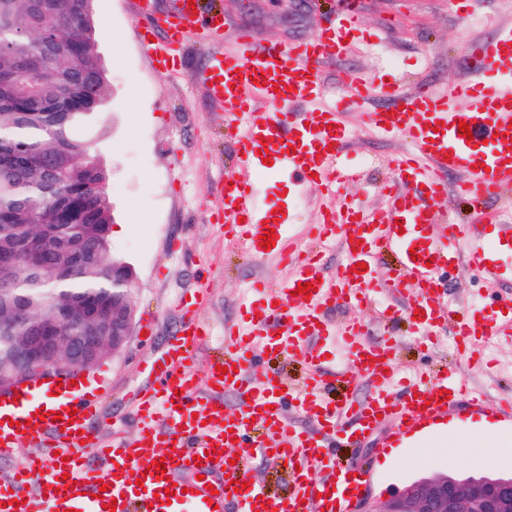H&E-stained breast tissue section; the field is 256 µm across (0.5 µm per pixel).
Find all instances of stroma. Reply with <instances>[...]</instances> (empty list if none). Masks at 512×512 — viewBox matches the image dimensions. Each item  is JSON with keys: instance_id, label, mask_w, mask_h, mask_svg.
I'll use <instances>...</instances> for the list:
<instances>
[{"instance_id": "35a3bbf8", "label": "stroma", "mask_w": 512, "mask_h": 512, "mask_svg": "<svg viewBox=\"0 0 512 512\" xmlns=\"http://www.w3.org/2000/svg\"><path fill=\"white\" fill-rule=\"evenodd\" d=\"M220 2L226 32L247 26L270 41L316 36L340 5V0ZM358 2L359 23L376 34L377 40L353 44L342 57L326 64L325 89L331 94L340 77L354 70L386 78L405 77L411 91L422 85L447 86L466 75L470 41L492 37L501 28L512 26V0H478L476 14L470 18L458 16L452 0ZM136 10L137 0H94L95 15L102 25L98 51L111 92L103 114L88 130L92 152L109 175L115 217L112 245L134 265L138 276L132 292L135 330L121 353L99 362L89 375L106 388L100 405L103 419L115 422L131 443L137 439V426L129 396L144 382V364L175 333L181 321V297L200 286L207 291L204 301L194 308L213 334L194 355V368L202 373L210 360L224 351L220 342L224 325L238 319L245 284L255 277L282 284L289 276L276 259L242 254L240 247L209 221L210 212L222 205L220 189L231 159L224 109L210 99L198 78L207 62L205 33L201 27H193L189 34L192 46L182 70L160 71L138 50ZM346 125L352 134L349 156L354 163L371 155L387 160L404 147L400 140L378 137L368 126L365 113H348ZM458 180V175H449L447 194L430 203L436 219L430 228L433 237H445L448 224L460 220L480 224L485 219L484 211L472 210L458 199L454 190ZM262 193L269 208L281 211L292 234L306 241L315 216L313 191L277 176L263 183ZM447 279L446 302L455 317L512 292V283H484L463 258ZM393 304V299L379 295L370 306L341 308L331 317L339 324L354 316L362 319L368 342L393 339L403 377L434 382L451 368L484 396L488 410H495L502 399H512V344L489 343L490 363L470 362L455 348L448 328H441L426 344L411 336L407 321L387 323L385 310ZM311 350L321 353L323 368L336 376L331 399L362 397L370 392L368 378L331 342L312 340L293 355L275 360L258 352L259 367L297 386L309 373L306 354ZM352 426V418H345L329 444L339 465L371 476L368 493L375 499L387 498L407 482L435 473H451L461 479L496 470L512 473L508 465L489 466L491 451L487 448L468 449L462 457L448 447L426 448L414 459L401 451L386 457L379 449L397 430V423L379 421L369 437L344 444V433Z\"/></svg>"}]
</instances>
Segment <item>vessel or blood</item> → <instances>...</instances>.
<instances>
[{
    "instance_id": "vessel-or-blood-1",
    "label": "vessel or blood",
    "mask_w": 512,
    "mask_h": 512,
    "mask_svg": "<svg viewBox=\"0 0 512 512\" xmlns=\"http://www.w3.org/2000/svg\"><path fill=\"white\" fill-rule=\"evenodd\" d=\"M137 6L139 45L155 69L182 65L186 22L200 19L207 30L211 49L202 80L224 109L233 144L223 206L210 220L247 255H269L288 264L290 276L280 287L260 278L249 282L240 318L224 327V356L202 375L192 366L193 351L208 337L193 312L199 296L183 301L178 334L144 366L154 387L133 394L140 422L135 443L116 434L109 445H100L88 429L99 396L86 382L39 381L0 392V454L11 455L28 440H46L43 453L18 466L10 482L0 483V512H106L110 503L115 512H214L229 504L235 512H356L369 480L365 473L352 475L337 467L325 446L342 410L324 397L330 379L321 370L320 355L310 354L312 372L303 388L280 392L274 375L257 371L252 351L259 344L284 354L306 339L340 335L354 368L373 384L366 399L346 408L356 415L347 434L351 442L369 436L382 418L399 419L413 432L438 423L462 400L471 413L483 412L481 396L457 375L391 391L393 345L366 344L360 323L353 320L339 329L326 312L369 303L384 290L407 300L406 315L420 335H428L448 319L438 277L455 263L449 242L461 236L467 240L469 266L486 283L512 277V267L496 257L501 249L512 250V222L501 221L500 211L487 213L482 224L448 225L444 241L420 231L434 221L430 202L446 193V173L463 172L459 193L476 205L512 188V80L498 76L500 66L512 61V27L493 39L468 43L467 75L448 90L425 88L409 95L399 84L352 72L329 102L322 80L326 63L345 52L346 41L366 36L355 9L337 14L308 41L272 42L240 27L227 47L221 9L195 11L188 0H176L172 14L157 16L149 0H138ZM158 28L165 29V39L154 40ZM377 98L385 99L386 107H373ZM347 112L367 113L379 136L409 144L389 161L384 209H362L341 192L345 182L359 176L346 161ZM463 122L470 135L460 132ZM263 147L268 157H261ZM283 174L318 190L317 236L342 250L335 275H323L320 255L301 256L286 224L263 205L262 184ZM270 228L275 242L266 250L260 238ZM385 250L396 254L398 269L381 283L374 269ZM359 262L366 271L356 272ZM305 282L316 286L308 297L297 292ZM454 334L469 355L477 341L512 336V296L499 298L489 312L463 315ZM222 366L227 369L223 375L218 372ZM228 395L237 397L236 410L226 409ZM287 405L303 412L310 426L290 425L283 414ZM40 409L45 418H37ZM239 448L251 449L262 461L294 467L293 491L270 500L250 482L244 462L233 461ZM91 456L97 467L88 465ZM158 459L166 464L162 478L151 469ZM181 470L195 471L199 481L188 484L186 492L166 496L171 477ZM217 470L223 480L213 487L207 477ZM33 481L38 490L30 495L26 487Z\"/></svg>"
}]
</instances>
